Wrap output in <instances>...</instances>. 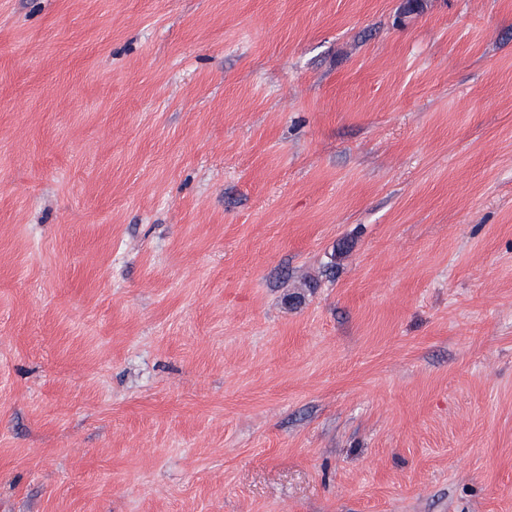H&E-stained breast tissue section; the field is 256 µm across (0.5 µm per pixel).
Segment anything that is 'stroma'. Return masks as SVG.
Returning <instances> with one entry per match:
<instances>
[{"instance_id":"35a3bbf8","label":"stroma","mask_w":512,"mask_h":512,"mask_svg":"<svg viewBox=\"0 0 512 512\" xmlns=\"http://www.w3.org/2000/svg\"><path fill=\"white\" fill-rule=\"evenodd\" d=\"M0 512H512V0H0Z\"/></svg>"}]
</instances>
